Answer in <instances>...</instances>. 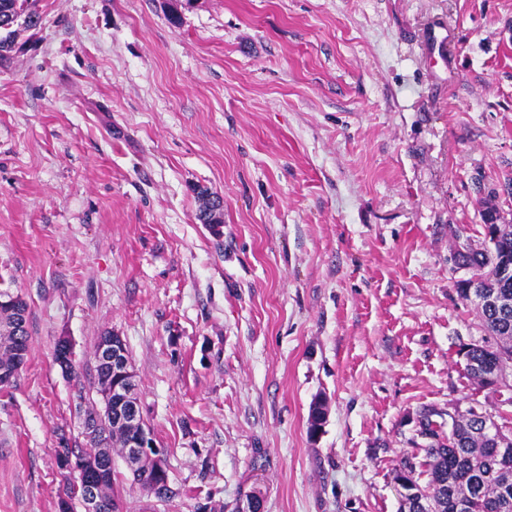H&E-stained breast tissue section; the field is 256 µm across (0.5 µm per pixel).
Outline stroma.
<instances>
[{"mask_svg": "<svg viewBox=\"0 0 512 512\" xmlns=\"http://www.w3.org/2000/svg\"><path fill=\"white\" fill-rule=\"evenodd\" d=\"M33 7L0 59V292L30 335L0 388V512H58L56 450L107 331L180 490L157 501L115 460L120 512L253 492L264 512H399L422 408L512 421L457 354L486 329L449 263L482 247L485 201L512 224V0ZM201 204L197 213V220L202 224H208L216 233L220 232L221 224H223V198L217 194L208 192L207 189L198 191Z\"/></svg>", "mask_w": 512, "mask_h": 512, "instance_id": "stroma-1", "label": "stroma"}]
</instances>
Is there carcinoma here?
<instances>
[{"label": "carcinoma", "mask_w": 512, "mask_h": 512, "mask_svg": "<svg viewBox=\"0 0 512 512\" xmlns=\"http://www.w3.org/2000/svg\"><path fill=\"white\" fill-rule=\"evenodd\" d=\"M26 20L25 26L14 29V34L22 30L38 27L41 16L28 4V0H0V29L16 21ZM201 204L197 220L207 224L215 232H220L223 224V198L210 193L206 189L198 191ZM512 257V239L508 238L496 247L486 244L480 249L459 246L455 249L454 258L457 268L466 271V277L456 281L458 296L468 300L463 284L477 280L484 284L489 292L499 290L496 278L497 269L503 256ZM477 313L485 326L488 336L480 341L467 345L466 369L468 374L477 379L483 367L489 373L503 378L507 369L512 367V309L502 314L490 307L477 308ZM7 335L0 338V371L6 375H19L21 367L26 363L29 353V333L27 329V304L18 299L13 312L4 317ZM89 370L93 371L97 380L96 394L104 397V393L112 383V368L92 363ZM437 415L432 409H424L419 413L420 434L423 436L437 435L442 424L434 420ZM84 422L99 430L100 442L87 441L84 446L70 447L63 444L57 449L58 466L64 461L75 457L85 462L86 467L103 470L101 488H99L102 512H118L115 495V474L112 456H104L100 447L104 446L129 461L126 445L136 438L138 429H115L112 427V410L97 409L89 404L85 410ZM494 423L491 416L463 411L448 422V436L442 442L429 445L425 449L428 481L419 486L420 501L405 500L400 504V512H453L454 500L462 498L473 504L471 512H499L498 478L483 468L482 463L499 452L497 442L483 434L486 423ZM133 481L148 495L159 501H165L178 494L170 485L169 476H158L152 466L144 463L139 466L128 465ZM66 487L64 496L59 503L77 502L86 492V488L73 479L70 472H65Z\"/></svg>", "instance_id": "obj_1"}]
</instances>
